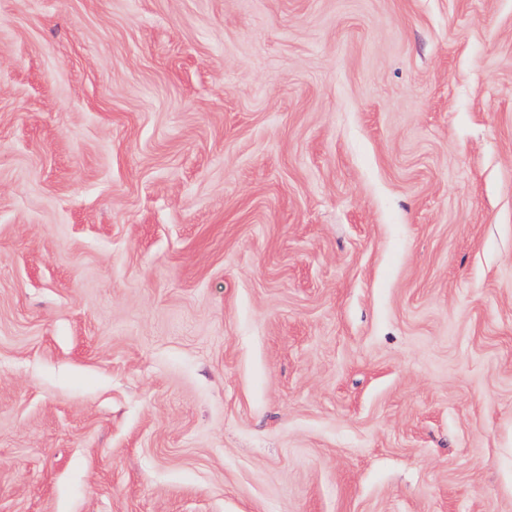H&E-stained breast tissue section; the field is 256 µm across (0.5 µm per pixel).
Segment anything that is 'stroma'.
Listing matches in <instances>:
<instances>
[{"mask_svg":"<svg viewBox=\"0 0 512 512\" xmlns=\"http://www.w3.org/2000/svg\"><path fill=\"white\" fill-rule=\"evenodd\" d=\"M0 512H512V0H0Z\"/></svg>","mask_w":512,"mask_h":512,"instance_id":"1","label":"stroma"}]
</instances>
